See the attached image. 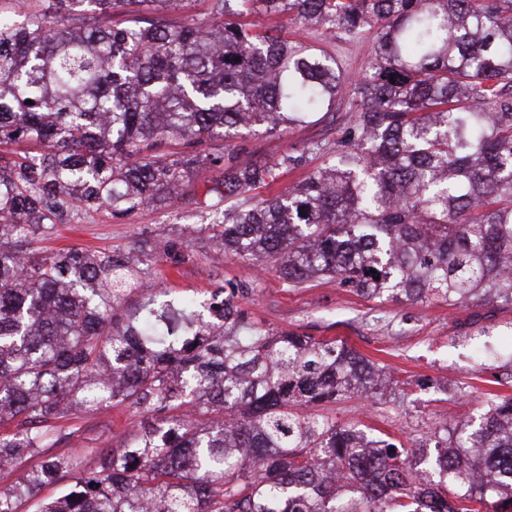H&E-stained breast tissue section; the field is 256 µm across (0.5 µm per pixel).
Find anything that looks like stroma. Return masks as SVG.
<instances>
[{"label":"stroma","instance_id":"obj_1","mask_svg":"<svg viewBox=\"0 0 512 512\" xmlns=\"http://www.w3.org/2000/svg\"><path fill=\"white\" fill-rule=\"evenodd\" d=\"M349 118V107L343 104L321 122L280 136L247 137L243 157L256 166L270 163L291 148L336 138ZM211 221L205 211L181 198L123 220L112 219L104 210L72 216L40 246L49 251L78 247L122 253L137 240L176 236ZM142 281L144 288L160 285L171 295L200 299L220 286L238 287L240 309L271 332L342 339L370 360L388 365L398 380L429 379L430 387L413 389L406 397L389 390L374 404L354 398L327 410L337 423L362 424L373 433L404 441L429 437L442 426L477 416L488 378L512 365V306L380 303L327 278L291 288L271 265H247L235 256L219 255L212 244L195 250L191 260L177 268L153 259ZM140 420V413L125 403L73 415L66 421L73 434L55 453L83 452L85 467L95 469L97 459L90 447L115 443Z\"/></svg>","mask_w":512,"mask_h":512}]
</instances>
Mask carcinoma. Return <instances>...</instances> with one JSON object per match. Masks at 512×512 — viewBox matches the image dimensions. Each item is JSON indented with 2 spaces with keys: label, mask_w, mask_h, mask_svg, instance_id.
<instances>
[{
  "label": "carcinoma",
  "mask_w": 512,
  "mask_h": 512,
  "mask_svg": "<svg viewBox=\"0 0 512 512\" xmlns=\"http://www.w3.org/2000/svg\"><path fill=\"white\" fill-rule=\"evenodd\" d=\"M182 2L52 0L62 24L0 14V426L14 424L0 470L66 439L56 420L83 409L154 415L91 449L93 470L79 455L26 470L0 512L63 480L40 512H512V396L498 391L512 373L490 379L479 421L408 445L321 413L382 395L385 367L345 341L270 333L233 288L155 289L121 314L141 259L35 249L71 215L156 208L218 166L196 201L219 215L217 248L292 288L326 277L368 300L512 305V0H209V21L169 23ZM245 15L287 16L314 40ZM367 36L374 58L352 79L328 45ZM344 100L335 141L240 159L245 136ZM204 242L188 231L165 257L178 267Z\"/></svg>",
  "instance_id": "obj_1"
}]
</instances>
